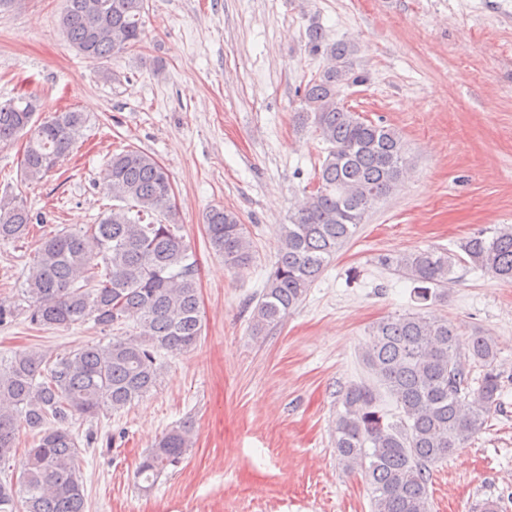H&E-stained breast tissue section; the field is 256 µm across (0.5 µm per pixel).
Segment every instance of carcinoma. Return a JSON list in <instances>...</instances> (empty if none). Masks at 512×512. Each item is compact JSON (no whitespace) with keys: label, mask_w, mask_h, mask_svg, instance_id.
Listing matches in <instances>:
<instances>
[{"label":"carcinoma","mask_w":512,"mask_h":512,"mask_svg":"<svg viewBox=\"0 0 512 512\" xmlns=\"http://www.w3.org/2000/svg\"><path fill=\"white\" fill-rule=\"evenodd\" d=\"M144 11L145 0H63L59 24L77 53L106 60L142 42ZM306 37L310 48L324 50L326 63L305 86L299 119L328 144L327 154L290 223L279 225L274 269L252 314L255 335L303 302L370 209L410 169L401 135L340 99L356 44H327L316 25ZM39 110L26 96L0 102V143L28 134L22 164L28 183L41 182L73 153L85 123L83 113L68 110L35 124ZM103 190L121 205L98 224L45 237L30 260L23 288L27 318L47 328L92 321L104 331L132 319L139 332L115 335L105 345L88 343L54 360L26 349L0 362V466L15 458L20 427L40 430L38 443L17 463L18 478L0 479V512H86L73 425L149 392L159 350L187 351L201 336L197 269L177 235L167 169L144 151L124 149L109 159ZM31 223L22 199L0 198L1 243L25 238ZM204 224L227 269L249 266L252 239L236 212L213 207ZM459 249L413 250L382 263L415 284L421 303L453 283L461 263L512 283V225L479 232ZM361 359L399 415L386 417L371 386L346 387L336 415L338 459L361 472L371 512H431L433 467L500 409L496 341L481 331L463 338L448 321L412 312L374 323ZM193 432L189 420L167 431L144 456L136 478L151 487L167 469H177L193 446Z\"/></svg>","instance_id":"obj_1"}]
</instances>
